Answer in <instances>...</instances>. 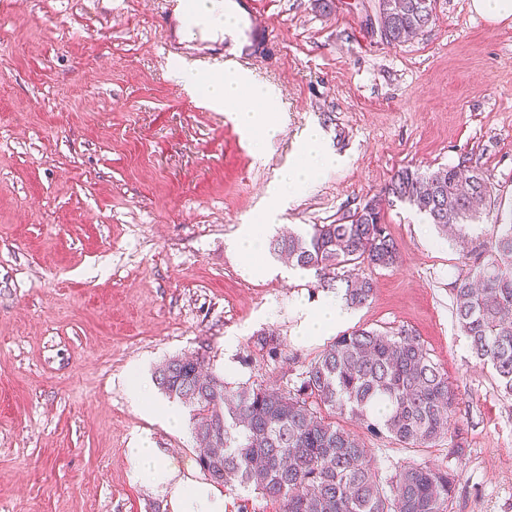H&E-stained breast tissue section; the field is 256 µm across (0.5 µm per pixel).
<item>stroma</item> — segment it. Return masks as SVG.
Listing matches in <instances>:
<instances>
[{
    "mask_svg": "<svg viewBox=\"0 0 512 512\" xmlns=\"http://www.w3.org/2000/svg\"><path fill=\"white\" fill-rule=\"evenodd\" d=\"M471 0H434V21L393 47L372 34V0H251L256 35L188 38L170 0H0V512H171L137 480L138 436L195 461L190 429L133 407L134 364L205 357L233 383L285 385L329 338H299L296 302L331 299L313 274L263 252L256 278L230 248L277 207L274 236L333 224L404 166L466 161L512 208V18ZM184 61L240 69L279 97L263 152L232 113L167 76ZM340 157L298 197L273 205L308 127ZM395 266L343 331L411 329L457 394L448 433L406 449L360 435L382 474L408 461L457 473L447 512H512V396L473 357L451 288L471 261L407 204L385 209ZM270 334L283 351H255ZM471 7L474 12L493 22L512 17L511 0H471Z\"/></svg>",
    "mask_w": 512,
    "mask_h": 512,
    "instance_id": "35a3bbf8",
    "label": "stroma"
}]
</instances>
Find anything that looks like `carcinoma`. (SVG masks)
I'll list each match as a JSON object with an SVG mask.
<instances>
[{"label": "carcinoma", "mask_w": 512, "mask_h": 512, "mask_svg": "<svg viewBox=\"0 0 512 512\" xmlns=\"http://www.w3.org/2000/svg\"><path fill=\"white\" fill-rule=\"evenodd\" d=\"M374 16L393 46L434 21L432 0H376ZM488 197L484 174L464 161L432 172L403 167L348 221L276 237L269 249L313 272L318 286L340 293L346 306L361 307L374 292L367 271L399 259L384 221L386 203L404 202L467 242ZM493 234L488 249L473 242L469 256L483 261L455 281L452 314L474 356L512 395V210L496 214ZM254 347L273 361L282 352L270 335L258 336ZM155 381L189 409L192 434L205 443L197 460L210 481L234 480L277 505L275 512H447L452 472L413 461L383 478L359 438L336 422L348 415L405 448L448 433L456 393L408 329L344 333L282 388L234 386L197 353L166 360Z\"/></svg>", "instance_id": "obj_1"}]
</instances>
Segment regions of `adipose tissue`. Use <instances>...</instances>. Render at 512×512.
<instances>
[{"label": "adipose tissue", "instance_id": "1", "mask_svg": "<svg viewBox=\"0 0 512 512\" xmlns=\"http://www.w3.org/2000/svg\"><path fill=\"white\" fill-rule=\"evenodd\" d=\"M185 25L234 34L237 24L233 8L226 0H194ZM174 78L184 83L189 92L201 95L212 108L233 112L240 128L260 132L262 139L274 137L278 131V112L273 90L240 72L211 75L182 66L174 70ZM319 128L306 132L301 160L284 169L278 180L276 198L298 194L312 184L320 173L335 165V158L318 154ZM300 331L303 339L316 340L336 331L347 319L341 299H332L311 307L299 305ZM129 459L137 477L145 484L167 495L171 512H227L224 495L216 485L206 481L192 466H182L154 448L149 437H141L129 449Z\"/></svg>", "mask_w": 512, "mask_h": 512}]
</instances>
